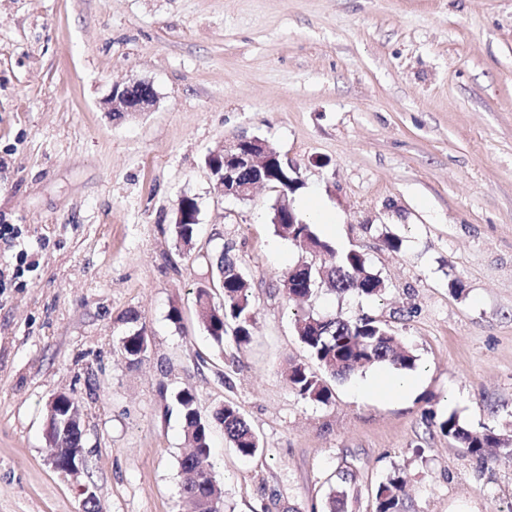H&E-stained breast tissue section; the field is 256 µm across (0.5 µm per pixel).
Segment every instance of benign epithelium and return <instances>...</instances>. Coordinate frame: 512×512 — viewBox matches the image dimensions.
<instances>
[{
  "label": "benign epithelium",
  "instance_id": "7a95c632",
  "mask_svg": "<svg viewBox=\"0 0 512 512\" xmlns=\"http://www.w3.org/2000/svg\"><path fill=\"white\" fill-rule=\"evenodd\" d=\"M157 93L153 86L137 77L112 85V95L105 101L107 111L123 119L148 110L156 105ZM280 153L258 137L241 138L212 152L208 164L211 174L218 178L224 195L248 200L260 186L277 182L276 163ZM47 438L63 434L81 439L84 429L80 407L66 394H57L48 403ZM52 466L65 475H76L84 469L82 445L74 448H52Z\"/></svg>",
  "mask_w": 512,
  "mask_h": 512
}]
</instances>
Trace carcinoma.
<instances>
[{"label":"carcinoma","mask_w":512,"mask_h":512,"mask_svg":"<svg viewBox=\"0 0 512 512\" xmlns=\"http://www.w3.org/2000/svg\"><path fill=\"white\" fill-rule=\"evenodd\" d=\"M175 229L181 247L188 252L194 249L197 225L177 224ZM274 229L283 239H306L323 252L320 261L310 265L304 262L284 274L282 288L287 299H310L323 286L337 294L355 292L373 297L384 292L380 288L383 280L371 272L360 252L336 250L318 235L315 225L298 218L294 224H276ZM200 258L209 264L216 263L222 288L219 302L202 305L200 318L206 332L218 342L230 336L239 347L249 345L255 311L251 286L238 258L226 250L215 257L208 252L202 253ZM296 331L311 359L335 378H346L362 367L389 364L397 369L411 370L416 365L412 350L373 318L320 317L306 313L296 319ZM122 347L131 360H138L148 348L145 330L140 328L123 337ZM287 379L291 388L306 399L327 403L332 397L326 380L305 365L295 364L288 368ZM175 402L183 420L185 440L191 446L190 455L180 459V469L188 474L182 488L183 497L194 512H211V501H216L218 508L222 502L221 483L210 462L212 423L222 427L226 441L242 457L254 456L259 450V440L231 403L217 409L210 421L202 417L190 389L178 391ZM439 428L448 439L478 459L484 458L488 448H499L512 455L509 442L491 429L471 431L453 415L444 418ZM401 493L402 480L398 476L380 484L375 495V512H401Z\"/></svg>","instance_id":"cac0c4a2"}]
</instances>
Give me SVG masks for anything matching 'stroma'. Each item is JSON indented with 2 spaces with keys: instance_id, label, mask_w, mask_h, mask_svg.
I'll list each match as a JSON object with an SVG mask.
<instances>
[{
  "instance_id": "stroma-1",
  "label": "stroma",
  "mask_w": 512,
  "mask_h": 512,
  "mask_svg": "<svg viewBox=\"0 0 512 512\" xmlns=\"http://www.w3.org/2000/svg\"><path fill=\"white\" fill-rule=\"evenodd\" d=\"M153 84L150 111L118 120L113 84ZM259 137L318 194L339 250L362 252L379 297L277 283L305 260L273 230L278 187L224 196L206 158ZM195 199V248L231 247L256 307L252 341L216 342L196 290L216 270L184 254L174 222ZM0 512H190L174 403L234 404L259 439L238 456L220 427L224 512H375L388 477L402 512H512V457L477 461L440 421L512 440V0H0ZM401 239L399 251L384 239ZM179 310L180 321L170 317ZM312 312L368 316L417 358L409 396L362 395L373 366L299 396L295 328ZM137 322H129V315ZM144 327L130 363L122 339ZM79 401L85 467L55 470L47 404Z\"/></svg>"
}]
</instances>
